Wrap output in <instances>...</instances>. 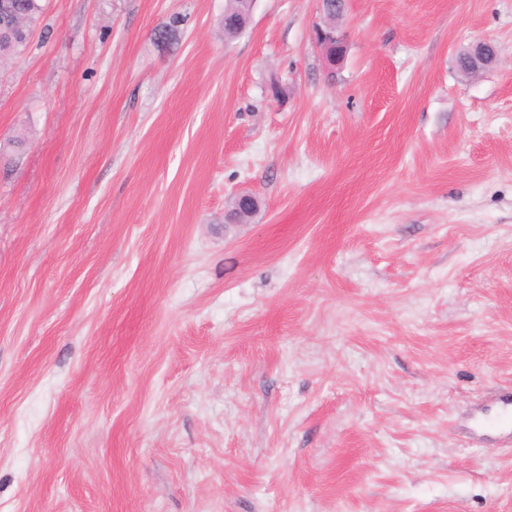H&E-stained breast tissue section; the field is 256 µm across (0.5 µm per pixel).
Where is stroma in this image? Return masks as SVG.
I'll list each match as a JSON object with an SVG mask.
<instances>
[{
	"mask_svg": "<svg viewBox=\"0 0 512 512\" xmlns=\"http://www.w3.org/2000/svg\"><path fill=\"white\" fill-rule=\"evenodd\" d=\"M225 5L0 63V512H512V0ZM314 32L317 42L326 49L329 60L333 63L340 60L342 57L340 51L344 47V41L342 35H339L337 27L336 31H333L325 24H318L314 28ZM481 425L499 433L511 432L512 435V393L499 396L494 414L482 420Z\"/></svg>",
	"mask_w": 512,
	"mask_h": 512,
	"instance_id": "1",
	"label": "stroma"
}]
</instances>
